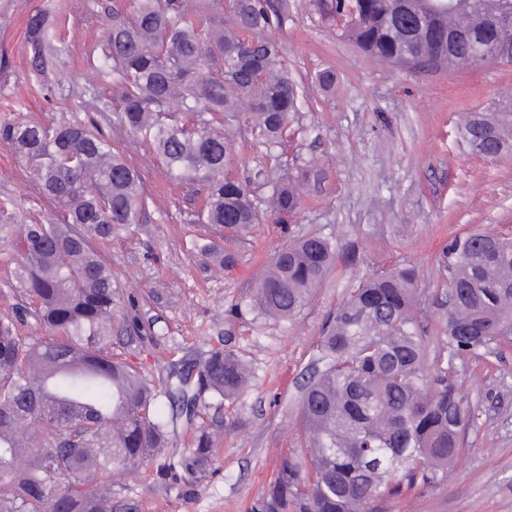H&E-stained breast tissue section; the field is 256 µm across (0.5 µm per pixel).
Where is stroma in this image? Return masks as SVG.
Returning <instances> with one entry per match:
<instances>
[{"instance_id": "obj_1", "label": "stroma", "mask_w": 512, "mask_h": 512, "mask_svg": "<svg viewBox=\"0 0 512 512\" xmlns=\"http://www.w3.org/2000/svg\"><path fill=\"white\" fill-rule=\"evenodd\" d=\"M288 19L275 31L284 62L306 91L283 149L289 169L315 162L328 178L301 189V207L287 223L268 221L224 236L233 267L203 265L191 243L205 228L193 216L200 187L169 180L156 153L127 134L115 114L76 113L77 92L98 53L113 12L131 0H0V114L21 111L51 123L80 116L96 122L141 174L149 207L139 223L97 248L112 265L121 299L154 336L139 360L154 381L171 365L203 359L221 345L241 352L255 372L235 401L202 396L208 416L231 421L209 475L193 481L177 462L194 436L178 419L170 428L171 468L143 465L125 472L121 495L138 512H250L299 427L302 377L328 315L367 276L396 265L414 267L426 315L446 287L440 256L472 230L512 233V152L489 160L460 136L465 112H495L512 103V63L435 73L404 70L375 59L322 23L311 0H284ZM44 11L59 21L65 51L48 74L53 96L39 92L27 65L26 22ZM336 83L322 90L316 76ZM14 213L0 232V318L20 301L15 269L21 225L54 210L0 144V199ZM330 237L338 260L301 310L266 319L250 296L275 252L289 239ZM463 405L473 417L447 482L396 501L391 512H512V343L494 353L454 361Z\"/></svg>"}]
</instances>
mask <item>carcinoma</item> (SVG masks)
Here are the masks:
<instances>
[{
    "mask_svg": "<svg viewBox=\"0 0 512 512\" xmlns=\"http://www.w3.org/2000/svg\"><path fill=\"white\" fill-rule=\"evenodd\" d=\"M404 0H315L322 19L362 51L397 67L435 72L462 65L489 20L512 21V0H458L469 15V39L448 41L459 18L450 10L403 8ZM287 20L274 0H133L112 17L93 77L78 92L81 107L108 111L101 87L118 101L120 125L162 160L170 179L203 184L199 224L238 232L267 218L282 223L300 208L297 185L325 178L316 165L277 177L278 148L300 85L288 75L283 48L271 36ZM29 68L40 78L64 52L46 13L26 25ZM262 85L261 95L255 88ZM252 100L251 110L241 109ZM177 102L196 114L188 129L167 118ZM512 114L469 112L462 137L488 159L512 149ZM250 134L259 161L241 181L224 178L235 134ZM0 143L30 180L60 203L21 229L16 272L23 298L0 319V512H135L112 479L141 464L166 466L168 411L191 418L198 393L232 401L251 385V364L217 347L197 367L200 385L175 374L160 391L138 363L112 354L114 332H130L118 309L112 266L92 246L136 224L146 201L141 178L112 140L79 121L43 124L0 116ZM224 238L200 237L204 263L227 267ZM337 246L306 235L280 249L260 280L252 306L278 319L293 316L328 275ZM453 304L434 319L435 337L420 319L422 295L409 266L381 271L354 288L327 318L317 344L321 367L300 399L296 446L287 449L252 512H389L392 504L436 488L461 451L471 412L462 405L454 359L489 351L512 337V235L481 232L452 239L443 252ZM44 329L28 336V317ZM73 429L72 447L43 448ZM224 422L196 428L182 469L200 478L217 461Z\"/></svg>",
    "mask_w": 512,
    "mask_h": 512,
    "instance_id": "1",
    "label": "carcinoma"
}]
</instances>
